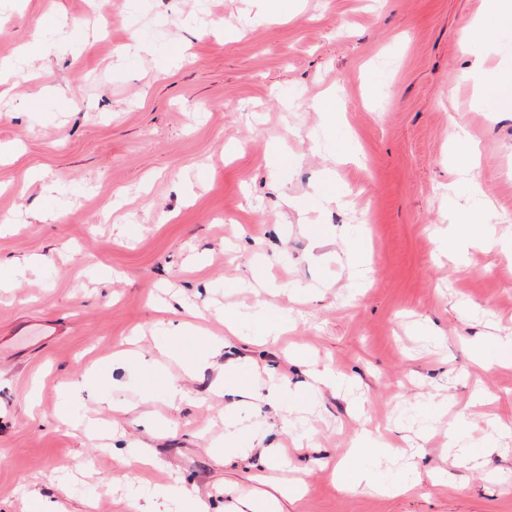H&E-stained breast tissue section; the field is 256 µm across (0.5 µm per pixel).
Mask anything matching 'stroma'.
Masks as SVG:
<instances>
[{"mask_svg":"<svg viewBox=\"0 0 512 512\" xmlns=\"http://www.w3.org/2000/svg\"><path fill=\"white\" fill-rule=\"evenodd\" d=\"M480 5L288 0L271 18L256 0H0V64L15 71L0 84V261L15 268L0 284V512L36 496L131 512L156 482L194 487L212 512L244 494L256 512H512V364L471 355L512 336V113L489 116L461 79ZM51 14L64 26L26 57ZM329 92L345 118L327 126ZM457 121L500 219L499 245L462 265L430 234L474 201ZM345 141L354 159L336 162L324 146ZM327 174L364 199L323 203ZM212 303L265 304L288 327L232 336L198 317ZM189 325L228 349L207 356ZM310 367L351 389L293 391L285 432L265 397ZM172 379L188 393L176 407ZM230 405L242 456L224 447ZM456 424L485 452L476 467L448 458ZM364 428L428 453L365 459L383 490L340 491L333 470ZM142 446L150 466L123 462ZM453 147L455 152L467 163V169L473 179H475L478 157L476 142L472 140L470 135L464 129L461 128L453 136Z\"/></svg>","mask_w":512,"mask_h":512,"instance_id":"1","label":"stroma"}]
</instances>
